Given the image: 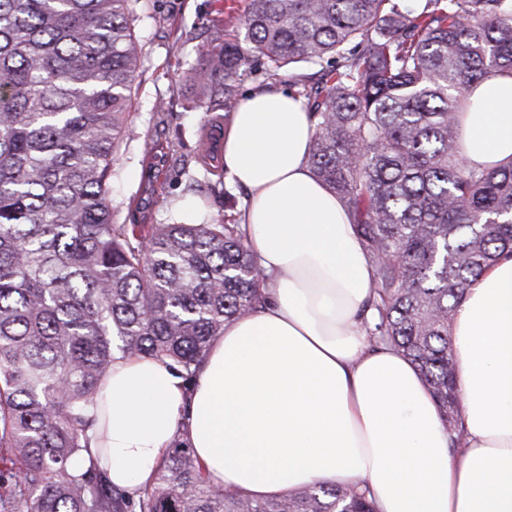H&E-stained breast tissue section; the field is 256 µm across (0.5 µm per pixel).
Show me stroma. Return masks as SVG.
<instances>
[{
  "mask_svg": "<svg viewBox=\"0 0 512 512\" xmlns=\"http://www.w3.org/2000/svg\"><path fill=\"white\" fill-rule=\"evenodd\" d=\"M244 6L245 0H149L147 13L136 21L144 63L140 83L132 92L131 121L136 137L122 144L121 161L112 177V199L120 208L119 220H127V204L142 191L143 141L160 137L175 142L178 155L188 166L173 165L160 173L155 219H168L167 203L175 199L184 217L203 211L239 222L244 191L229 185L208 189L206 175L193 163L198 131L209 115L193 106L196 95L190 73L202 45L210 39L213 21L230 13L242 14ZM160 98L166 101L169 112L164 119L154 110Z\"/></svg>",
  "mask_w": 512,
  "mask_h": 512,
  "instance_id": "obj_1",
  "label": "stroma"
}]
</instances>
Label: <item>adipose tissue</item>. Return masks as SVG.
<instances>
[{"mask_svg":"<svg viewBox=\"0 0 512 512\" xmlns=\"http://www.w3.org/2000/svg\"><path fill=\"white\" fill-rule=\"evenodd\" d=\"M470 165L512 157V75L472 92ZM303 100L269 85L232 112L224 171L247 194L241 226L265 305L226 323L192 386L160 360L116 357L89 453L113 485H152L175 440L211 483L256 500L366 483L377 512H512V258L468 288L450 327L466 439L451 447L427 385L364 318L369 262L336 195L311 172Z\"/></svg>","mask_w":512,"mask_h":512,"instance_id":"adipose-tissue-1","label":"adipose tissue"}]
</instances>
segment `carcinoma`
<instances>
[{
	"label": "carcinoma",
	"instance_id": "1",
	"mask_svg": "<svg viewBox=\"0 0 512 512\" xmlns=\"http://www.w3.org/2000/svg\"><path fill=\"white\" fill-rule=\"evenodd\" d=\"M140 0H0V512H375L361 485L255 500L210 483L189 444L142 495L85 464L101 378L118 355L191 382L224 324L264 303L237 224L203 214L115 220L112 173L133 139ZM191 77L224 118L255 58L318 68L303 88L314 176L344 203L369 261L365 318L400 350L464 439L448 329L465 290L512 257V159L460 155L471 89L512 75V0H246L244 36L212 24ZM174 142L148 139L149 174ZM195 163L224 185V162Z\"/></svg>",
	"mask_w": 512,
	"mask_h": 512
}]
</instances>
